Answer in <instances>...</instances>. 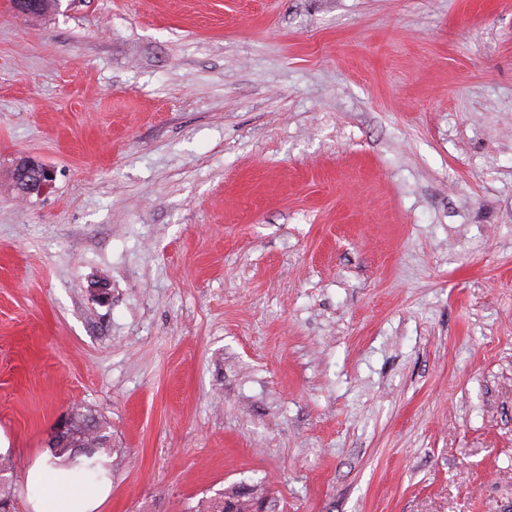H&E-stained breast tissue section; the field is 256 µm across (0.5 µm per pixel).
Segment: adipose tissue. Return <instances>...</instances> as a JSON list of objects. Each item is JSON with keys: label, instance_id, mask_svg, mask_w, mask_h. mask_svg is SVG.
Masks as SVG:
<instances>
[{"label": "adipose tissue", "instance_id": "obj_1", "mask_svg": "<svg viewBox=\"0 0 512 512\" xmlns=\"http://www.w3.org/2000/svg\"><path fill=\"white\" fill-rule=\"evenodd\" d=\"M86 464L82 457L74 463L54 462L47 457L37 460L31 469L38 488L37 494L29 499L32 512H99L112 484L105 477L92 484L75 479V472Z\"/></svg>", "mask_w": 512, "mask_h": 512}]
</instances>
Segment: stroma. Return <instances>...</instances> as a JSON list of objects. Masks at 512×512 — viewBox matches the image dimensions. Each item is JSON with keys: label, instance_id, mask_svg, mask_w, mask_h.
I'll list each match as a JSON object with an SVG mask.
<instances>
[{"label": "stroma", "instance_id": "1", "mask_svg": "<svg viewBox=\"0 0 512 512\" xmlns=\"http://www.w3.org/2000/svg\"><path fill=\"white\" fill-rule=\"evenodd\" d=\"M74 405L101 512H512V0H0L17 512ZM11 179L20 196H39L51 186L54 171L49 165L32 156H22L15 161Z\"/></svg>", "mask_w": 512, "mask_h": 512}]
</instances>
